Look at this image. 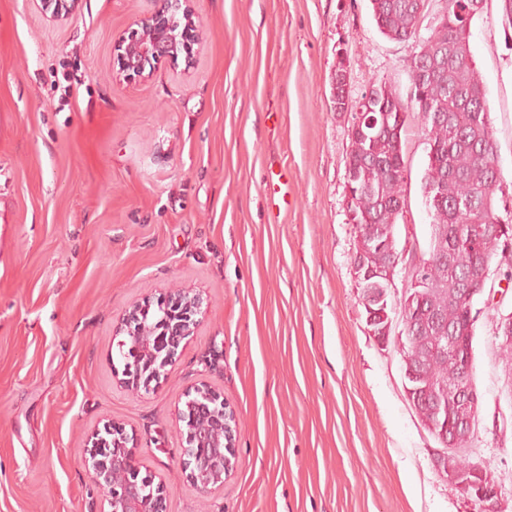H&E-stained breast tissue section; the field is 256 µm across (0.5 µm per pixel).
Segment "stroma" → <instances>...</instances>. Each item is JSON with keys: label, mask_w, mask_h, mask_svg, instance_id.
I'll list each match as a JSON object with an SVG mask.
<instances>
[{"label": "stroma", "mask_w": 512, "mask_h": 512, "mask_svg": "<svg viewBox=\"0 0 512 512\" xmlns=\"http://www.w3.org/2000/svg\"><path fill=\"white\" fill-rule=\"evenodd\" d=\"M156 0H0V512H107L83 450L104 424L133 434L167 512H483L436 468L409 401L399 339L368 332L346 210L352 97L408 98L415 41L380 34L370 0H193V65L127 78L112 46ZM470 46L512 199V29L485 0ZM429 145L403 139L398 249L424 254ZM288 174L272 214L271 173ZM200 294L193 337L153 390L117 382L112 336L134 302ZM475 462L512 512V359L496 327L512 282L476 296ZM216 386L239 418V461L200 494L178 454L185 391Z\"/></svg>", "instance_id": "35a3bbf8"}]
</instances>
